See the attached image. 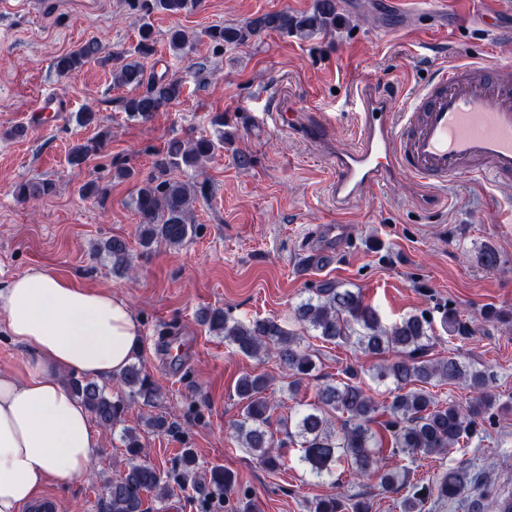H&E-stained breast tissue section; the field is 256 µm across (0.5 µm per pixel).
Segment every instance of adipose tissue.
I'll use <instances>...</instances> for the list:
<instances>
[{
  "label": "adipose tissue",
  "mask_w": 512,
  "mask_h": 512,
  "mask_svg": "<svg viewBox=\"0 0 512 512\" xmlns=\"http://www.w3.org/2000/svg\"><path fill=\"white\" fill-rule=\"evenodd\" d=\"M0 330L26 352L0 372V512H23L50 483L84 478L102 446L64 376L120 375L141 330L123 298L45 267L0 284Z\"/></svg>",
  "instance_id": "obj_1"
}]
</instances>
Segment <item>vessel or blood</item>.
Here are the masks:
<instances>
[{
    "mask_svg": "<svg viewBox=\"0 0 512 512\" xmlns=\"http://www.w3.org/2000/svg\"><path fill=\"white\" fill-rule=\"evenodd\" d=\"M354 104L355 138L328 158L337 204L401 175L434 191L464 178L512 180L511 63L449 65L397 110L369 87Z\"/></svg>",
    "mask_w": 512,
    "mask_h": 512,
    "instance_id": "obj_1",
    "label": "vessel or blood"
}]
</instances>
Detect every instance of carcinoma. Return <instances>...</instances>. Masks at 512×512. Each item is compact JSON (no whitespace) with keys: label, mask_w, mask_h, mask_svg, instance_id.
Masks as SVG:
<instances>
[{"label":"carcinoma","mask_w":512,"mask_h":512,"mask_svg":"<svg viewBox=\"0 0 512 512\" xmlns=\"http://www.w3.org/2000/svg\"><path fill=\"white\" fill-rule=\"evenodd\" d=\"M125 3L139 15L138 39L133 48L120 54L122 63L113 70L112 77L117 85L131 90V95L123 100L125 112L147 121L177 102L182 93L178 78L147 73L144 60L155 51L151 16L156 12L171 17L188 14L200 6L201 0ZM337 20L336 0H315L312 10L305 13H264L238 24L211 26L192 36L175 26L168 31V44L176 55L183 57L192 53L203 38L221 50L226 46L246 47L267 32L303 38L328 34L336 30ZM101 53V42L93 38L58 56L53 66L59 76L66 77ZM76 121L85 127H98L93 138L78 142L69 150V164L80 167L107 145L112 131L98 125L97 113L91 108L78 113ZM212 125L217 127L214 138L168 141L156 152L151 171L140 180L132 205L139 217L138 241L142 252L149 254L158 244L179 248L196 235L197 226L191 219L193 202L208 199L210 186L205 179L188 184L177 172L196 168L224 150V115H215ZM55 193L56 184L48 179L19 183L14 188V195L21 201ZM96 253L106 255L116 275L133 270L130 250L122 238L106 240ZM294 319L325 342L345 345L357 354L378 359L370 377L392 385L391 401L380 407L367 394L365 371L348 366L342 370V378L322 384L313 402L282 421L290 445L298 448V464L306 473L338 486L342 475L339 466L345 463L355 479L375 478L386 491L397 492L407 486L409 491L401 502V512H422L424 502L433 494L443 500L458 497L468 483L465 472L450 469L438 474L430 484L418 487L410 484L405 474L388 468L384 448L390 445L393 454H440L477 437L485 423L507 409L498 402L491 377L457 355L430 357L435 332L433 321L426 314L412 313L386 325L357 289L340 288L331 282L310 288L295 307ZM201 322L247 357L262 353L276 356L294 377L288 384L291 391L317 369L310 347L303 346L302 335L285 330L274 320L263 318L246 323L222 309H212L202 313ZM441 326L454 339L466 340L474 335L456 309L443 313ZM120 381L126 389L120 397L106 393L97 383L86 379L72 377L68 385L98 424L114 426L122 422L132 402L141 399L151 405L161 397L160 387L135 362L126 366ZM446 383L467 385L475 398L462 405L442 400L429 390L434 384ZM268 386L263 375L247 374L238 379L235 394L241 404V418L234 424V434L264 467L274 469L278 456L274 454L273 407L267 396ZM378 412L388 415L380 431L371 427ZM122 441L129 456L127 473L106 487L104 512H140L142 494L154 492L160 497L173 480L183 485L191 482L196 467L191 449H183L178 473L171 474L140 461L143 445L137 430L123 429ZM230 486L231 475L222 467H214L207 497L222 499ZM313 512H372V503L364 498L330 495L316 500Z\"/></svg>","instance_id":"1"}]
</instances>
